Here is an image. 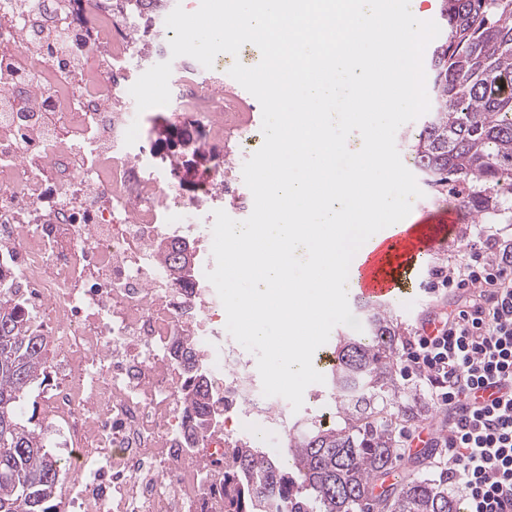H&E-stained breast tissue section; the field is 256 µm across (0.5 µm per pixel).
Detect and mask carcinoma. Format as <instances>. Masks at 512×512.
<instances>
[{"instance_id":"1","label":"carcinoma","mask_w":512,"mask_h":512,"mask_svg":"<svg viewBox=\"0 0 512 512\" xmlns=\"http://www.w3.org/2000/svg\"><path fill=\"white\" fill-rule=\"evenodd\" d=\"M446 35L430 67L436 106L412 135L413 160L431 186H468L460 203L472 218L512 210V0H442ZM50 341L23 309L17 288L0 280V512H55L57 488L73 474L48 450L42 428L24 418L34 385L48 379ZM396 329L387 311L369 306L358 336L336 337L327 377L339 422L311 421L288 431L293 465L259 448H231L217 463L224 512H460L448 480L393 483L373 499L374 481L393 466L394 429L375 415L394 401L391 364ZM186 403L197 426L216 418L208 376L191 352Z\"/></svg>"}]
</instances>
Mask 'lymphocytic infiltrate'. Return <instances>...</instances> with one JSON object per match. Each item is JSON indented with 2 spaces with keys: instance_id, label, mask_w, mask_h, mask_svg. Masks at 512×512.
<instances>
[{
  "instance_id": "1",
  "label": "lymphocytic infiltrate",
  "mask_w": 512,
  "mask_h": 512,
  "mask_svg": "<svg viewBox=\"0 0 512 512\" xmlns=\"http://www.w3.org/2000/svg\"><path fill=\"white\" fill-rule=\"evenodd\" d=\"M477 237L429 283L434 291L474 289V299L412 337L400 372L426 387L448 416L433 445L467 512H512V246L493 227L479 228ZM497 384L505 394L477 405L479 392Z\"/></svg>"
}]
</instances>
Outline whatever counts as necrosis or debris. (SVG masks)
<instances>
[{
    "mask_svg": "<svg viewBox=\"0 0 512 512\" xmlns=\"http://www.w3.org/2000/svg\"><path fill=\"white\" fill-rule=\"evenodd\" d=\"M152 0H122L86 24L79 0H0V268L28 312L46 311L65 365L101 363L91 389L63 384L49 399L69 447L101 465L78 494L83 512H221L208 469L180 462L192 444L191 347L225 422L211 460L255 444L252 427L281 438L288 407L262 393L257 361L224 332V307L205 273L213 212L224 197L246 207L225 166L224 128H237L239 161L255 140L233 101L202 66L181 59L172 86L178 128L205 160L195 195L183 194L185 155L126 145L127 61L136 19ZM187 244L197 269L173 279L161 249Z\"/></svg>",
    "mask_w": 512,
    "mask_h": 512,
    "instance_id": "4bbe7bcc",
    "label": "necrosis or debris"
}]
</instances>
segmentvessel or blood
I'll list each match as a JSON object with an SVG mask.
<instances>
[{
  "label": "vessel or blood",
  "mask_w": 512,
  "mask_h": 512,
  "mask_svg": "<svg viewBox=\"0 0 512 512\" xmlns=\"http://www.w3.org/2000/svg\"><path fill=\"white\" fill-rule=\"evenodd\" d=\"M458 232L457 218L452 213L435 217L430 224L397 227L376 251L351 270V278L358 283L352 296L381 304L404 299L411 288L420 285L438 246Z\"/></svg>",
  "instance_id": "obj_1"
}]
</instances>
